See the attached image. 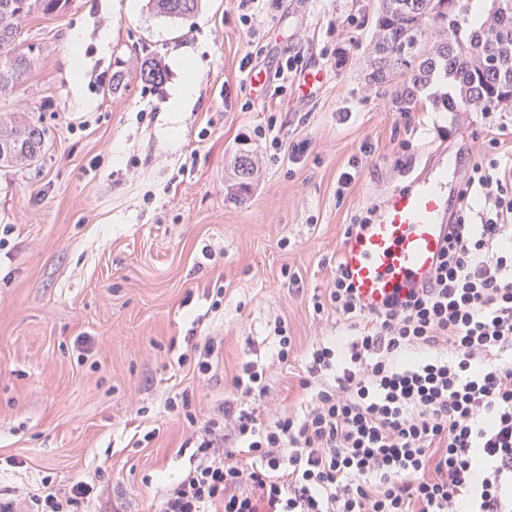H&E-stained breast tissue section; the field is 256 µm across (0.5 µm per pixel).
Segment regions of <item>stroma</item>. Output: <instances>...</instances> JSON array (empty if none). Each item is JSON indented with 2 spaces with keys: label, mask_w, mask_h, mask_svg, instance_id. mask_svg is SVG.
<instances>
[{
  "label": "stroma",
  "mask_w": 512,
  "mask_h": 512,
  "mask_svg": "<svg viewBox=\"0 0 512 512\" xmlns=\"http://www.w3.org/2000/svg\"><path fill=\"white\" fill-rule=\"evenodd\" d=\"M379 6L266 0L249 27L234 0H198L175 20L149 0H73L23 26L19 44L38 60L0 112L23 108L50 139L38 163L0 168V226L13 227L0 247V499L25 512L43 483L85 481L90 512H159L194 464L183 445L193 423L168 401L189 392L206 423L252 360L272 387L262 419L298 411L313 350L352 334L313 298L333 281L354 215L444 176L453 156L512 153V104L403 112L400 76L371 81ZM75 30L77 84L66 68ZM247 56L265 85L247 82ZM148 57L165 65L162 85L142 81ZM289 57L297 73L326 71L313 97L280 79ZM187 59L196 91L175 112ZM261 128L287 149L273 153ZM243 153L258 174L236 202L226 187ZM279 321L295 339L284 362ZM209 339L208 373L179 363ZM81 34L79 31H72L68 41V59L70 74L73 83H78L79 76L83 70V56L81 52Z\"/></svg>",
  "instance_id": "obj_1"
}]
</instances>
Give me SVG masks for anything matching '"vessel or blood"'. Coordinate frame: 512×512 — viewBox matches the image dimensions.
<instances>
[{
  "mask_svg": "<svg viewBox=\"0 0 512 512\" xmlns=\"http://www.w3.org/2000/svg\"><path fill=\"white\" fill-rule=\"evenodd\" d=\"M464 204L457 185L426 180L387 194L370 223L341 251V264L366 313L407 298L430 279L446 244L449 217Z\"/></svg>",
  "mask_w": 512,
  "mask_h": 512,
  "instance_id": "vessel-or-blood-1",
  "label": "vessel or blood"
}]
</instances>
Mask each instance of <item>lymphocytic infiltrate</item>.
<instances>
[{
  "label": "lymphocytic infiltrate",
  "instance_id": "obj_1",
  "mask_svg": "<svg viewBox=\"0 0 512 512\" xmlns=\"http://www.w3.org/2000/svg\"><path fill=\"white\" fill-rule=\"evenodd\" d=\"M462 195L482 201L480 218L458 211L408 299L365 314L337 269L313 308L357 334L314 350L301 414L264 423L255 405L271 386L243 363L223 419L185 440L200 462L160 512H512V160L475 162ZM90 494L47 485L30 512H80Z\"/></svg>",
  "mask_w": 512,
  "mask_h": 512
}]
</instances>
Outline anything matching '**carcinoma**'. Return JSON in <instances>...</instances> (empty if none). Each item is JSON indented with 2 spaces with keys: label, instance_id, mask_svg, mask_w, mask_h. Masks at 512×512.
<instances>
[{
  "label": "carcinoma",
  "instance_id": "obj_1",
  "mask_svg": "<svg viewBox=\"0 0 512 512\" xmlns=\"http://www.w3.org/2000/svg\"><path fill=\"white\" fill-rule=\"evenodd\" d=\"M72 0H0V100L12 98L28 76L34 59L18 47L23 22L58 14ZM460 0H381L372 38L370 78L383 82L399 73V109L410 112L421 91L437 80L447 91L434 93L428 102L436 111H488L512 103V0H492L494 37L485 26L468 25ZM157 14L183 19L197 10L198 0H153ZM142 80L157 86L164 72L151 61L140 69ZM48 144V131L28 113L0 114V167L32 165ZM236 182L229 197L248 193L254 163L247 154L235 161Z\"/></svg>",
  "mask_w": 512,
  "mask_h": 512
}]
</instances>
